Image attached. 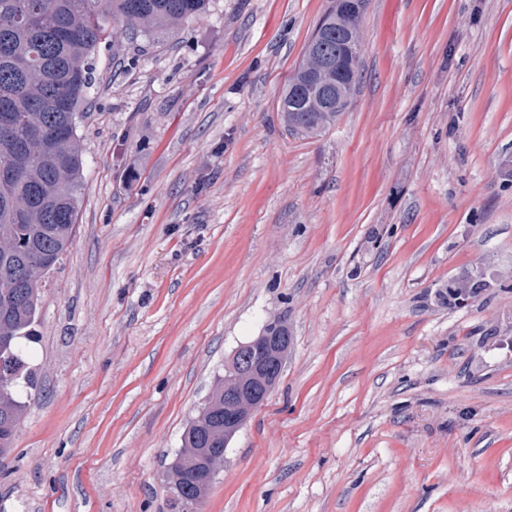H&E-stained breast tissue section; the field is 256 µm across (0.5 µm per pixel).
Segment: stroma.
I'll list each match as a JSON object with an SVG mask.
<instances>
[{"label":"stroma","instance_id":"stroma-1","mask_svg":"<svg viewBox=\"0 0 512 512\" xmlns=\"http://www.w3.org/2000/svg\"><path fill=\"white\" fill-rule=\"evenodd\" d=\"M331 4L210 0L100 48L0 512H169L272 313L287 362L203 512H512V0H366L352 105L304 138L280 98ZM446 288H448V300L458 301L477 296L487 288V285L481 280H471L468 282H450Z\"/></svg>","mask_w":512,"mask_h":512}]
</instances>
